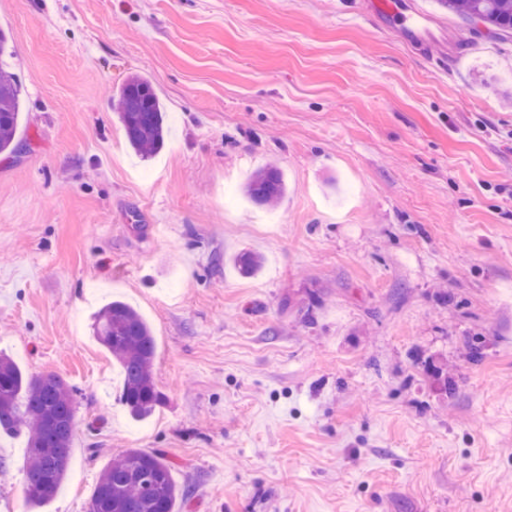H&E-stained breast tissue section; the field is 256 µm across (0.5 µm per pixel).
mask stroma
Wrapping results in <instances>:
<instances>
[{"label": "stroma", "instance_id": "obj_1", "mask_svg": "<svg viewBox=\"0 0 512 512\" xmlns=\"http://www.w3.org/2000/svg\"><path fill=\"white\" fill-rule=\"evenodd\" d=\"M416 2L423 46L375 0H0V353L76 398L41 512H88L128 448L180 512H512V37ZM136 75L170 120L148 159L112 108ZM114 298L155 340L141 420L93 334ZM27 461L0 436V512H31ZM21 86L17 75L0 66V154L19 150L16 135L21 111ZM287 185L280 167L269 164L256 171L245 185L246 196L257 206H273L285 195Z\"/></svg>", "mask_w": 512, "mask_h": 512}]
</instances>
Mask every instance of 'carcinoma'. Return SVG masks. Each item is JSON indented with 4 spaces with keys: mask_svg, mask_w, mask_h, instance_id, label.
<instances>
[{
    "mask_svg": "<svg viewBox=\"0 0 512 512\" xmlns=\"http://www.w3.org/2000/svg\"><path fill=\"white\" fill-rule=\"evenodd\" d=\"M439 6L498 33L512 32V0H438ZM17 75L0 66V154L19 150L21 111ZM133 150L142 158L158 153L167 135L165 109L151 81L133 76L112 98ZM287 185L280 167L269 164L245 185L257 206H273ZM237 271L253 276L262 258L247 250L233 257ZM95 336L123 372L119 400L131 416L145 418L164 403L152 377L155 340L148 322L129 304L114 300L95 317ZM74 389L59 375L29 376L13 359L0 355V434L22 435L29 448L27 499L40 507L54 498L66 478L74 435ZM173 463L161 452L129 448L102 470L89 512H178L186 490L174 480Z\"/></svg>",
    "mask_w": 512,
    "mask_h": 512,
    "instance_id": "1",
    "label": "carcinoma"
}]
</instances>
